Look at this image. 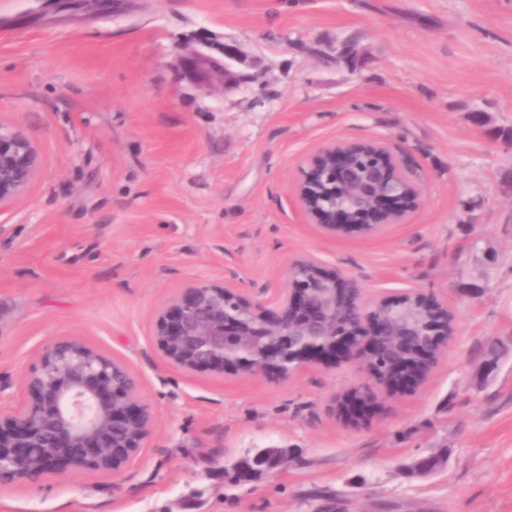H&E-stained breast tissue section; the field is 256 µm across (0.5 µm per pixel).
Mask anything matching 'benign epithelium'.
<instances>
[{
  "label": "benign epithelium",
  "instance_id": "obj_1",
  "mask_svg": "<svg viewBox=\"0 0 512 512\" xmlns=\"http://www.w3.org/2000/svg\"><path fill=\"white\" fill-rule=\"evenodd\" d=\"M247 56L224 44V86L241 83ZM378 163L363 172L351 165V144L320 148L297 187L307 217L328 232L397 224L421 204L423 191L400 188L399 162L386 144L373 142ZM38 155L19 129L0 125V209L31 184ZM328 184L338 198L314 201L313 188ZM153 341L162 358L186 374L226 372L286 381L312 365L349 364L361 379L334 396L333 415L346 426L365 425L351 410L358 400L376 411L395 391H410L426 377L424 365L448 346V309L412 290L366 302L341 274L313 257L288 264L285 287L273 297L249 298L229 285L182 288L157 309ZM397 352L394 376L379 385L370 362L381 348ZM131 366L79 340L50 343L27 372L19 402L0 409V485H35L69 470L115 473L133 465L155 426L140 400Z\"/></svg>",
  "mask_w": 512,
  "mask_h": 512
}]
</instances>
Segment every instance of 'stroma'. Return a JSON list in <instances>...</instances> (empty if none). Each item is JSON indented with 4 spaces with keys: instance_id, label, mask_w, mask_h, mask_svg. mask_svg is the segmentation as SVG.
I'll use <instances>...</instances> for the list:
<instances>
[{
    "instance_id": "35a3bbf8",
    "label": "stroma",
    "mask_w": 512,
    "mask_h": 512,
    "mask_svg": "<svg viewBox=\"0 0 512 512\" xmlns=\"http://www.w3.org/2000/svg\"><path fill=\"white\" fill-rule=\"evenodd\" d=\"M352 36L358 65L326 62ZM228 43L253 82L187 75ZM0 125L39 155L0 209V407L78 339L132 367L156 418L132 467L2 486L0 512H512V0H0ZM369 141L422 205L327 233L296 186L321 147ZM302 256L455 317L363 428L329 412L353 366L188 375L152 339L178 289L267 296ZM264 448L281 463L240 477Z\"/></svg>"
}]
</instances>
